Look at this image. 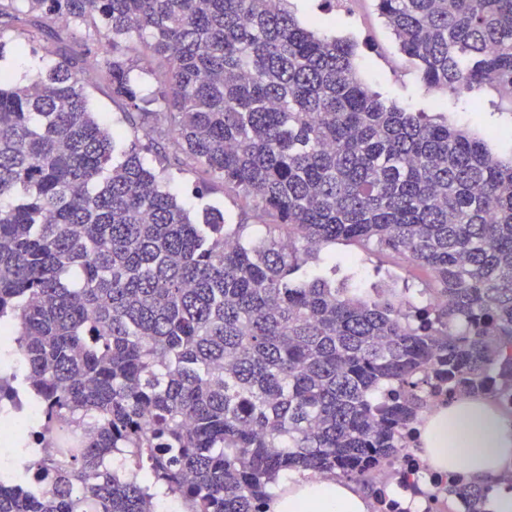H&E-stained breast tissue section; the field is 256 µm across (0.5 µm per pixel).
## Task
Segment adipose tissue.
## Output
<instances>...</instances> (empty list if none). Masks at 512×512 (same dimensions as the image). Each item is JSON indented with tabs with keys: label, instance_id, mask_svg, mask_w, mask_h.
Listing matches in <instances>:
<instances>
[{
	"label": "adipose tissue",
	"instance_id": "adipose-tissue-1",
	"mask_svg": "<svg viewBox=\"0 0 512 512\" xmlns=\"http://www.w3.org/2000/svg\"><path fill=\"white\" fill-rule=\"evenodd\" d=\"M418 454L430 473H460L475 484L496 485L487 512H512V487L499 484L512 469V415L492 402L462 396L438 405L419 427ZM269 512H369L370 502L341 478H277Z\"/></svg>",
	"mask_w": 512,
	"mask_h": 512
}]
</instances>
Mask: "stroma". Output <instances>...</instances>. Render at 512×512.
Masks as SVG:
<instances>
[{
    "mask_svg": "<svg viewBox=\"0 0 512 512\" xmlns=\"http://www.w3.org/2000/svg\"><path fill=\"white\" fill-rule=\"evenodd\" d=\"M300 20L318 21L332 29L337 36L355 41L358 45L356 63L362 80L387 102L408 112L443 114L460 128L484 139L501 156L512 155V94L486 86L473 92L450 94L427 87L416 67L399 50L398 44L377 14L372 0H338L335 8H328L323 0H291ZM15 35L6 32V49L0 54V66L24 75L27 64L47 65L62 48L83 51L89 67H96L112 53L104 29L92 23L70 24L60 38L46 35L31 41L28 63L16 60L11 49ZM198 176L191 167H170L166 177L167 189L177 196L192 212L194 220H201L204 203L223 209L228 223H248L247 235L256 239L265 236L264 220L232 193L215 189L198 199L195 189ZM337 255H358L356 284L361 288L378 283L382 276H391L397 287L412 290L424 288L426 272L410 268L399 260L366 250L351 242L336 243Z\"/></svg>",
    "mask_w": 512,
    "mask_h": 512,
    "instance_id": "1",
    "label": "stroma"
}]
</instances>
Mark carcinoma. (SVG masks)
Returning a JSON list of instances; mask_svg holds the SVG:
<instances>
[{
  "label": "carcinoma",
  "instance_id": "1",
  "mask_svg": "<svg viewBox=\"0 0 512 512\" xmlns=\"http://www.w3.org/2000/svg\"><path fill=\"white\" fill-rule=\"evenodd\" d=\"M0 0L3 30L97 17L112 56L64 51L23 82L0 69V332L26 362L0 401L79 430L62 464L17 443L0 512H150L160 483L190 512H267L303 470L371 485L435 398L512 409V157L445 117L406 112L358 75L357 44L287 0ZM429 88L512 92V0H374ZM163 90L141 94L128 43ZM97 86L270 227L162 186L141 146L89 106ZM338 241L431 277L417 302L356 287L350 258L299 276ZM491 487L448 496L484 512Z\"/></svg>",
  "mask_w": 512,
  "mask_h": 512
}]
</instances>
